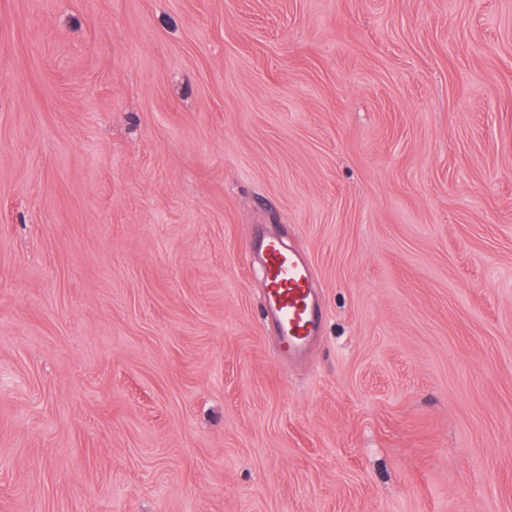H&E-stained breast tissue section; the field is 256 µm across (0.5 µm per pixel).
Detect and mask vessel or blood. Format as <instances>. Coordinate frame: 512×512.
Returning <instances> with one entry per match:
<instances>
[{
  "mask_svg": "<svg viewBox=\"0 0 512 512\" xmlns=\"http://www.w3.org/2000/svg\"><path fill=\"white\" fill-rule=\"evenodd\" d=\"M259 256L266 279L265 311L276 321L286 352H300L322 320L308 267L273 237L262 239Z\"/></svg>",
  "mask_w": 512,
  "mask_h": 512,
  "instance_id": "1",
  "label": "vessel or blood"
}]
</instances>
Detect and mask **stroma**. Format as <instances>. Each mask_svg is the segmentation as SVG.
Returning <instances> with one entry per match:
<instances>
[{"mask_svg":"<svg viewBox=\"0 0 512 512\" xmlns=\"http://www.w3.org/2000/svg\"><path fill=\"white\" fill-rule=\"evenodd\" d=\"M0 512H512V0H0ZM259 256L267 287L265 316L270 314L276 321L288 355L299 353L322 320L307 264L274 237L261 240Z\"/></svg>","mask_w":512,"mask_h":512,"instance_id":"obj_1","label":"stroma"}]
</instances>
